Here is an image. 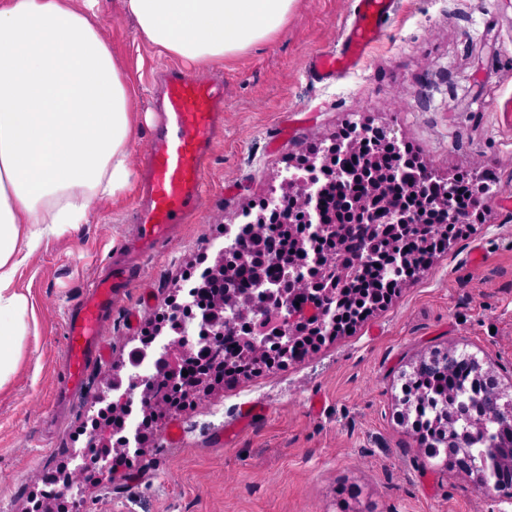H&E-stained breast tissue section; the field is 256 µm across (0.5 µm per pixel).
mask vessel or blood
<instances>
[{
	"label": "vessel or blood",
	"instance_id": "b4317fda",
	"mask_svg": "<svg viewBox=\"0 0 512 512\" xmlns=\"http://www.w3.org/2000/svg\"><path fill=\"white\" fill-rule=\"evenodd\" d=\"M393 9L394 0H355L353 17L337 50L310 59L311 77L325 80L357 66L379 39ZM223 102V82L178 69L169 72L161 124L144 157L145 201L133 214L141 257L153 254L170 238L175 225L197 212ZM131 282L128 267L113 265L90 281L84 297L66 316L62 393H80L91 367L107 359L106 318Z\"/></svg>",
	"mask_w": 512,
	"mask_h": 512
}]
</instances>
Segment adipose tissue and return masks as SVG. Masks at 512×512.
Masks as SVG:
<instances>
[{
  "label": "adipose tissue",
  "instance_id": "1",
  "mask_svg": "<svg viewBox=\"0 0 512 512\" xmlns=\"http://www.w3.org/2000/svg\"><path fill=\"white\" fill-rule=\"evenodd\" d=\"M120 2L158 56L220 65L278 34L296 0ZM102 28L100 0H0V384L34 313L20 270L134 188L147 117Z\"/></svg>",
  "mask_w": 512,
  "mask_h": 512
}]
</instances>
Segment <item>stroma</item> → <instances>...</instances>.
<instances>
[{"instance_id":"35a3bbf8","label":"stroma","mask_w":512,"mask_h":512,"mask_svg":"<svg viewBox=\"0 0 512 512\" xmlns=\"http://www.w3.org/2000/svg\"><path fill=\"white\" fill-rule=\"evenodd\" d=\"M352 9L353 0H297L285 34L223 66L196 67L197 75L224 79V126L201 206L140 264L107 322L109 357L91 368L88 394L59 409L64 317L93 276L127 257L136 195L98 202L94 223L30 257L17 285L35 320L15 372L0 384V512H25L45 488L44 473L85 449L91 395L166 318L174 285L189 286L212 264L226 225L259 212L297 157L364 125L388 129L439 172L481 179L489 187L483 223L467 225L391 302L303 362L187 401L111 475L89 472L69 512H512V499L428 459L400 417L413 363L436 350L489 359L501 388L512 387V208L500 205L512 196V133L494 108L512 96V0H398L355 69L313 81L310 57L335 48ZM101 11L140 110L155 112L161 88L153 77L168 59L137 39L120 0H101ZM246 402L262 406V415L215 443ZM176 424L186 432L172 444ZM343 485L360 490L347 506L337 494Z\"/></svg>"}]
</instances>
